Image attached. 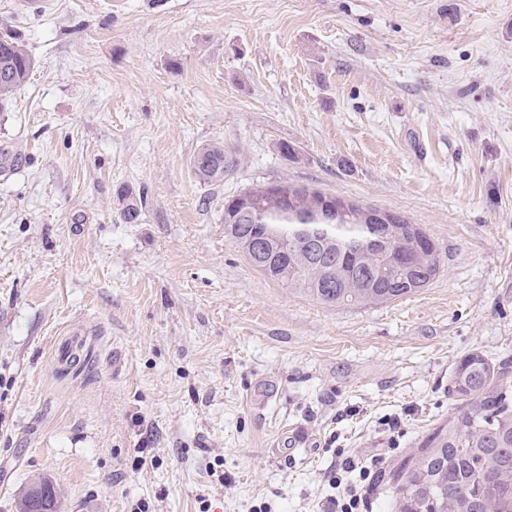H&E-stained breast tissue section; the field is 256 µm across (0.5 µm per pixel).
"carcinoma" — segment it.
I'll return each instance as SVG.
<instances>
[{
	"mask_svg": "<svg viewBox=\"0 0 512 512\" xmlns=\"http://www.w3.org/2000/svg\"><path fill=\"white\" fill-rule=\"evenodd\" d=\"M35 60L16 37L0 33V103L27 81ZM232 166L220 143L202 146L192 157L195 176L207 183L224 181ZM252 211L224 233L247 261L266 277L322 304L336 307L383 304L425 287L440 271L438 256L413 260L394 275L381 274V248L373 243L378 224L353 210L336 216L326 230L308 236L298 225H318L322 193L288 182L243 191ZM396 225L387 245L396 256H413L425 232L393 215ZM266 241L257 262L253 245ZM507 367L470 353L455 366L451 390L463 405L448 423L428 435L414 461L397 474L398 512H469L477 500L483 512H512V388L504 381Z\"/></svg>",
	"mask_w": 512,
	"mask_h": 512,
	"instance_id": "1",
	"label": "carcinoma"
}]
</instances>
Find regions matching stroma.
<instances>
[{"label":"stroma","mask_w":512,"mask_h":512,"mask_svg":"<svg viewBox=\"0 0 512 512\" xmlns=\"http://www.w3.org/2000/svg\"><path fill=\"white\" fill-rule=\"evenodd\" d=\"M6 31L0 512L36 478L62 512H323L340 448L395 512L456 362L512 364V0H0ZM283 181L404 216L439 274L352 308L267 279L224 199ZM35 60L16 37L0 33V103L7 101L27 81ZM224 154V145L220 143L202 146L192 157L191 167L195 176L203 182L219 183L224 181V173L232 166Z\"/></svg>","instance_id":"1"}]
</instances>
